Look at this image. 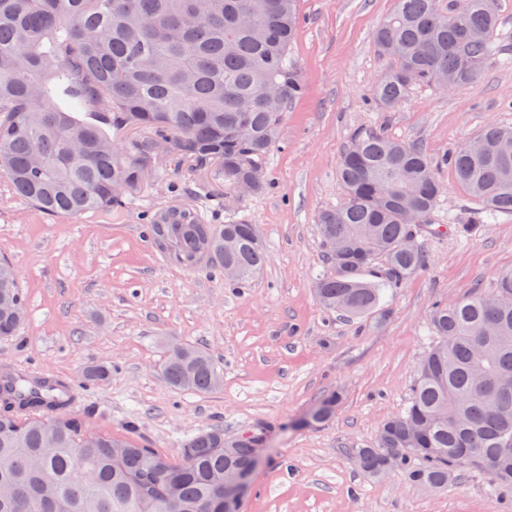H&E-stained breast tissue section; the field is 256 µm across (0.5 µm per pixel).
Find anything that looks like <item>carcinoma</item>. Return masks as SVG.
I'll use <instances>...</instances> for the list:
<instances>
[{
	"mask_svg": "<svg viewBox=\"0 0 512 512\" xmlns=\"http://www.w3.org/2000/svg\"><path fill=\"white\" fill-rule=\"evenodd\" d=\"M298 0H0V175L39 212L82 218L124 209L142 169L170 160L210 166L212 181L237 187L266 171L284 112L303 89L290 51L300 28ZM455 0H395L373 38L392 61L372 101L401 105L412 87L463 88L499 53L495 0H470L458 25ZM442 163L482 204L477 230L512 213V128L488 126ZM422 144L354 131L337 176L343 197L319 216L326 269L316 282L323 307L348 317L388 312V288L425 265L419 230L436 223L443 188ZM148 235L186 269L205 258L229 263L242 287L259 273L264 246L247 220L208 224L191 209L150 217ZM234 241L224 252V238ZM387 275H370L376 260ZM26 315L13 266L0 260V337L16 336ZM434 340L420 359L403 411L384 422L377 444L355 451L370 479L387 466L418 486L440 488L479 469L489 493L512 497V271L496 295L476 293L432 307ZM163 376L205 392L220 370L204 351L168 349ZM75 391L56 379L0 369V512H224V469L256 471L262 433L231 441L203 431L170 457L124 433L85 444ZM339 397L301 421L322 423Z\"/></svg>",
	"mask_w": 512,
	"mask_h": 512,
	"instance_id": "1",
	"label": "carcinoma"
}]
</instances>
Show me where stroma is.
Returning <instances> with one entry per match:
<instances>
[{
	"label": "stroma",
	"instance_id": "35a3bbf8",
	"mask_svg": "<svg viewBox=\"0 0 512 512\" xmlns=\"http://www.w3.org/2000/svg\"><path fill=\"white\" fill-rule=\"evenodd\" d=\"M394 7L395 0H299L291 58L303 92L285 112L265 194L211 185L202 167L167 165L122 212L76 220L35 212L0 178V254L18 272L27 309L20 334L0 338V367L29 366L80 385L74 409L90 430L113 433L134 420V440L168 456L211 428L228 439L264 428L241 512H512L511 499L493 501L484 473L428 488L399 470L367 479L354 458L404 409L431 344L433 304L495 294L501 274L512 271V216L464 232L481 205L440 169L438 219L453 229L421 237L426 263L388 290L386 320L327 311L314 293L325 265L318 216L343 196L336 169L353 130L421 142L437 159L489 124L512 127V68L497 58L457 92L417 85L395 111L372 103L371 87L391 65L372 34ZM174 204L211 223L256 224L265 248L260 273L237 289L213 265L168 263L148 238L146 217ZM174 342L209 353L221 385L206 393L171 388L162 367ZM91 367L106 375L86 387ZM333 393L340 401L331 419L298 426Z\"/></svg>",
	"mask_w": 512,
	"mask_h": 512
}]
</instances>
